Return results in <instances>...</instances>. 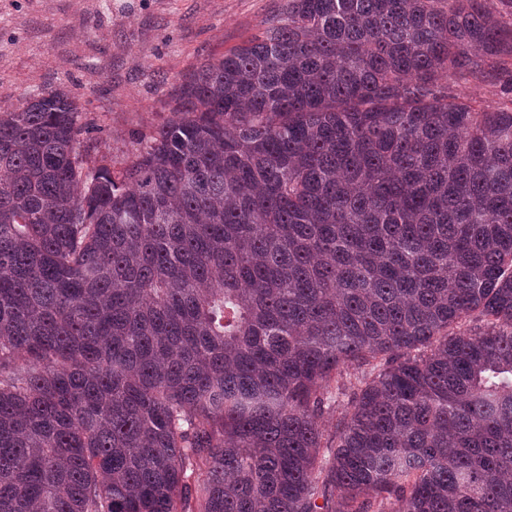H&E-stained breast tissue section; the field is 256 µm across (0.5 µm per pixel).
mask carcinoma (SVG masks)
<instances>
[{"mask_svg":"<svg viewBox=\"0 0 512 512\" xmlns=\"http://www.w3.org/2000/svg\"><path fill=\"white\" fill-rule=\"evenodd\" d=\"M503 70L512 0H287L117 175L0 112V512H512ZM444 83L448 84L449 92L452 94L470 100L477 107L485 110H497L507 100L506 95L500 91L501 82L496 79L493 81L476 79L459 81L455 77H448Z\"/></svg>","mask_w":512,"mask_h":512,"instance_id":"obj_1","label":"carcinoma"}]
</instances>
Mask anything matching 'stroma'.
Returning <instances> with one entry per match:
<instances>
[{
    "mask_svg": "<svg viewBox=\"0 0 512 512\" xmlns=\"http://www.w3.org/2000/svg\"><path fill=\"white\" fill-rule=\"evenodd\" d=\"M287 0H0V110L66 87L80 104L89 165L120 171L172 119L181 84L260 33ZM494 111L499 81L448 78Z\"/></svg>",
    "mask_w": 512,
    "mask_h": 512,
    "instance_id": "1",
    "label": "stroma"
}]
</instances>
